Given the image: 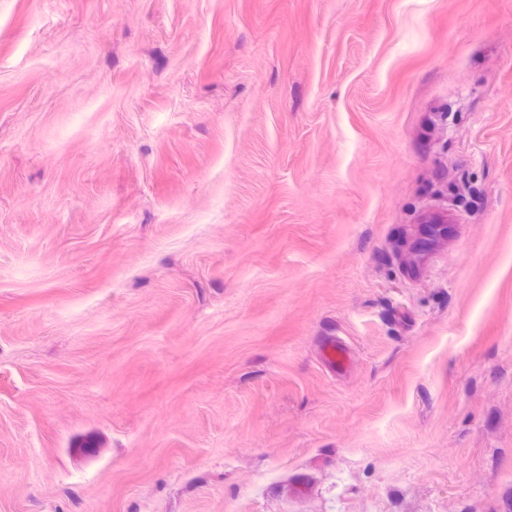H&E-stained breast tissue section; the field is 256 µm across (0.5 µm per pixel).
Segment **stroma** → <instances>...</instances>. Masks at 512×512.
<instances>
[{
  "label": "stroma",
  "mask_w": 512,
  "mask_h": 512,
  "mask_svg": "<svg viewBox=\"0 0 512 512\" xmlns=\"http://www.w3.org/2000/svg\"><path fill=\"white\" fill-rule=\"evenodd\" d=\"M0 512H512V0H0ZM322 357L326 364L336 369L346 368L350 359L346 346L335 339H330L324 344Z\"/></svg>",
  "instance_id": "obj_1"
}]
</instances>
